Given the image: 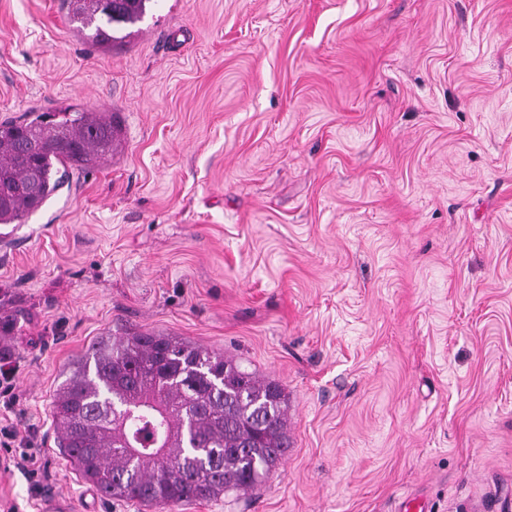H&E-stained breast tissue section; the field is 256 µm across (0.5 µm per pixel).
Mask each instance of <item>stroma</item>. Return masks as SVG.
<instances>
[{"label":"stroma","instance_id":"35a3bbf8","mask_svg":"<svg viewBox=\"0 0 512 512\" xmlns=\"http://www.w3.org/2000/svg\"><path fill=\"white\" fill-rule=\"evenodd\" d=\"M126 46L0 0V121L122 123L0 242V512L107 500L52 400L125 332L278 381L292 446L172 512H501L512 500V0H155Z\"/></svg>","mask_w":512,"mask_h":512}]
</instances>
